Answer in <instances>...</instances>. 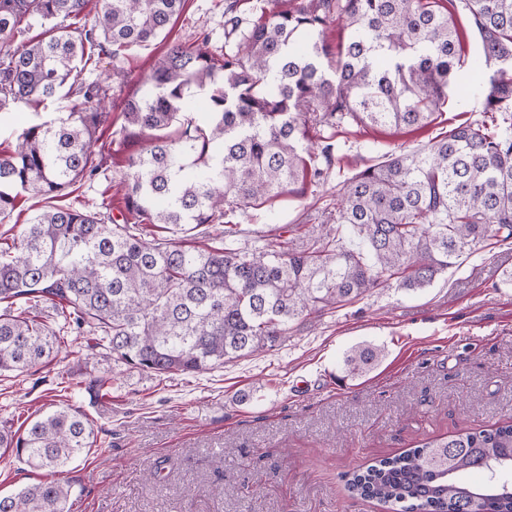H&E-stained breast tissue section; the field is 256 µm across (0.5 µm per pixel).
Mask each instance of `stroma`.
<instances>
[{
  "label": "stroma",
  "instance_id": "35a3bbf8",
  "mask_svg": "<svg viewBox=\"0 0 512 512\" xmlns=\"http://www.w3.org/2000/svg\"><path fill=\"white\" fill-rule=\"evenodd\" d=\"M229 0H186L167 39L101 56L83 80L124 74L135 93L166 50L209 34L224 44ZM463 51L448 95L424 127L341 124L334 160L319 180L304 178L263 205L236 211L237 247L260 238L287 247L312 244L334 216L344 183L388 155L407 153L464 121L482 119L495 67L464 28ZM60 98L45 107L0 114V154L22 128L67 111ZM112 155L94 179L59 203L118 221L121 181L136 139L114 134ZM301 225L300 234L288 233ZM512 239L463 255L428 288H378L358 300L299 322L275 350L238 358L195 375L156 376L93 355L87 338L68 340L57 361L16 375L0 374V427L24 430L56 404L79 407L93 423L97 446L61 475L71 512H387L350 496L346 476L373 459L429 437L512 420ZM384 345L386 357L368 376L338 379L343 354L361 341ZM103 387H95L99 376ZM161 468L160 484L144 479ZM244 485L241 497L224 488Z\"/></svg>",
  "mask_w": 512,
  "mask_h": 512
}]
</instances>
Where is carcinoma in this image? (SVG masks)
<instances>
[{
    "instance_id": "1",
    "label": "carcinoma",
    "mask_w": 512,
    "mask_h": 512,
    "mask_svg": "<svg viewBox=\"0 0 512 512\" xmlns=\"http://www.w3.org/2000/svg\"><path fill=\"white\" fill-rule=\"evenodd\" d=\"M88 0H0V112L75 97L53 122L30 125L0 157V223L21 193L43 209L0 248V371L23 374L52 362L69 334L93 336L112 360L157 376L199 374L267 352L293 324L376 288H425L453 260L512 239V0H458L478 35L483 62L497 66L485 113L421 149L358 172L343 186L333 224L309 248L262 240L233 246L230 220L299 177L323 175L333 144L308 147L311 126L345 121L425 126L445 98L461 52L454 19L434 0H270L269 15L241 27L228 5L224 48L209 36L175 44L141 93L123 99L126 137L143 141L128 159L127 215L54 204L103 166L112 125L108 86L78 80L86 49L118 57L163 35L185 0H101L91 25L69 20ZM43 36L20 47L34 23ZM336 24V56L322 41ZM151 225L186 234L215 231L188 249ZM352 229L354 243L343 233ZM55 307L47 322L30 316ZM384 349L360 343L343 359L345 377L373 371ZM88 416L68 405L40 414L21 433L0 429V449L50 475L96 446ZM489 473L478 485L468 471ZM512 421L433 437L378 458L348 476L353 497L394 512H512ZM71 486L40 481L0 495V512H70Z\"/></svg>"
}]
</instances>
